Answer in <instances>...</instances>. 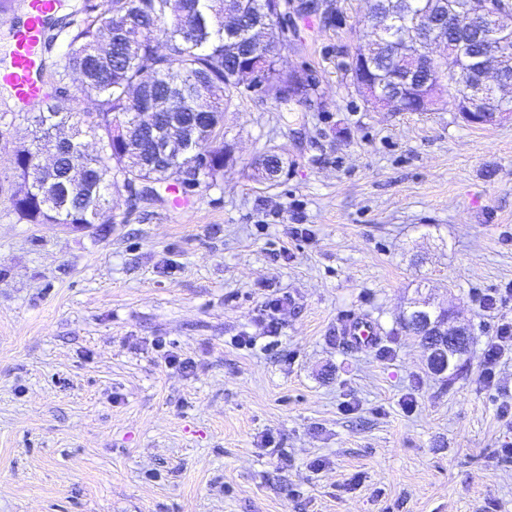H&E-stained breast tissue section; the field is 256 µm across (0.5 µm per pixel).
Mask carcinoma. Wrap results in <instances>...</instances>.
I'll use <instances>...</instances> for the list:
<instances>
[{
	"label": "carcinoma",
	"instance_id": "1",
	"mask_svg": "<svg viewBox=\"0 0 512 512\" xmlns=\"http://www.w3.org/2000/svg\"><path fill=\"white\" fill-rule=\"evenodd\" d=\"M411 10L397 26L424 24L426 0H410ZM269 0H82L81 6L46 21L47 47L59 42L62 51L39 73L47 101L33 106L40 120L31 123L32 148L16 154L12 177L19 179L12 194L18 219L29 224H92L112 222V191H124L134 202L143 195L129 192L134 184H164L179 192L193 186L209 189L224 173V112L241 95L236 73L251 61L250 46L227 44L224 9H237L249 20L268 24L270 43L280 39L279 26L270 23ZM392 48L370 50L372 76L385 85L402 76ZM82 73L76 91L69 80ZM264 92L277 101L295 93L308 94V79L288 74L269 55L261 63ZM431 92L416 82L396 107L416 112L417 98ZM93 109L83 107L85 99ZM156 100L188 125L189 133L210 130L211 137L188 146L184 170L161 165L155 153L143 148L122 158L112 138L113 122L128 112H148ZM97 141L93 153L77 141L82 132ZM210 155L207 162L202 157ZM82 170L75 183L70 166Z\"/></svg>",
	"mask_w": 512,
	"mask_h": 512
}]
</instances>
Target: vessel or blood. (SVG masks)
Instances as JSON below:
<instances>
[{
  "label": "vessel or blood",
  "instance_id": "1",
  "mask_svg": "<svg viewBox=\"0 0 512 512\" xmlns=\"http://www.w3.org/2000/svg\"><path fill=\"white\" fill-rule=\"evenodd\" d=\"M61 5L62 0H30L28 17L13 35L10 62L0 66V84L10 86L22 105H30L45 97L42 86L34 79L44 57L42 20L57 13ZM342 333L353 345L362 348L375 344L377 329L367 318L353 316L345 321Z\"/></svg>",
  "mask_w": 512,
  "mask_h": 512
}]
</instances>
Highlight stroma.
<instances>
[{
    "instance_id": "35a3bbf8",
    "label": "stroma",
    "mask_w": 512,
    "mask_h": 512,
    "mask_svg": "<svg viewBox=\"0 0 512 512\" xmlns=\"http://www.w3.org/2000/svg\"><path fill=\"white\" fill-rule=\"evenodd\" d=\"M291 2L278 66L311 89H244L209 190L74 227L20 221L0 180V512H512V351L481 379L512 301L479 306L512 285V122L372 109L349 70L366 0ZM18 109L0 87V172L30 144ZM419 293L470 327L461 369L401 327ZM343 336L357 347H371L376 342L377 328L367 318L352 316L342 328Z\"/></svg>"
}]
</instances>
